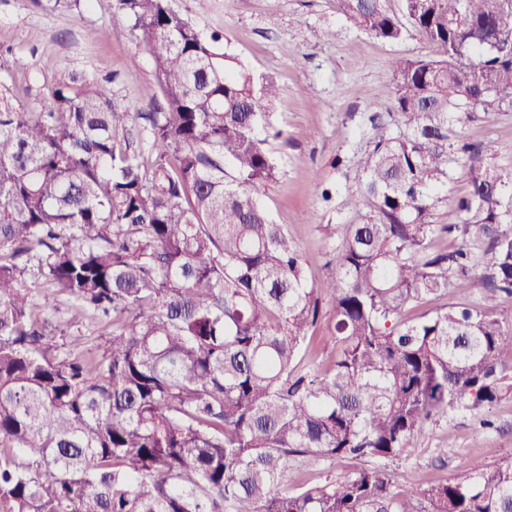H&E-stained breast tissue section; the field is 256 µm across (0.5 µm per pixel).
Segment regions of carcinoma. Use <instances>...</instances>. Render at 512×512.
<instances>
[{
	"label": "carcinoma",
	"instance_id": "1",
	"mask_svg": "<svg viewBox=\"0 0 512 512\" xmlns=\"http://www.w3.org/2000/svg\"><path fill=\"white\" fill-rule=\"evenodd\" d=\"M434 57L395 58L401 121L357 161L369 221L345 225L332 276L310 284L258 196L278 173L270 75L230 68L168 0H115L151 56L163 104L112 106L67 72L51 103L0 81V512H512V460L398 485L427 421L512 399V169L450 141L448 121L512 108V0H402ZM384 41V0H340ZM142 116L153 159L125 140ZM467 166L457 224L433 223L451 165ZM459 243L433 245L440 235ZM484 272L472 275V241ZM112 325L103 353L46 332L31 269ZM457 286L479 309L403 312ZM331 302L335 355L301 367ZM367 460L322 484L319 461Z\"/></svg>",
	"mask_w": 512,
	"mask_h": 512
}]
</instances>
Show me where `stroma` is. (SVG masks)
I'll return each instance as SVG.
<instances>
[{
    "label": "stroma",
    "mask_w": 512,
    "mask_h": 512,
    "mask_svg": "<svg viewBox=\"0 0 512 512\" xmlns=\"http://www.w3.org/2000/svg\"><path fill=\"white\" fill-rule=\"evenodd\" d=\"M203 36L255 75L276 78L271 122L282 138L270 146L279 173L259 196L303 256L312 284L331 276V260L347 224L370 213L356 204V162L377 130L373 116L396 124L390 62L430 57L434 46L413 28L396 42L353 25L338 0H171ZM114 0H84L73 10L48 0H0V72L22 103H49L55 80L73 70L107 80L112 103L155 111L162 96L151 57L127 34ZM453 135L482 147L486 163L512 168V109L479 113ZM67 347L103 350L108 327L58 296L42 312ZM414 454L391 463L398 483L445 480L468 461L512 460V399L475 414L452 411L414 440Z\"/></svg>",
    "instance_id": "obj_1"
}]
</instances>
